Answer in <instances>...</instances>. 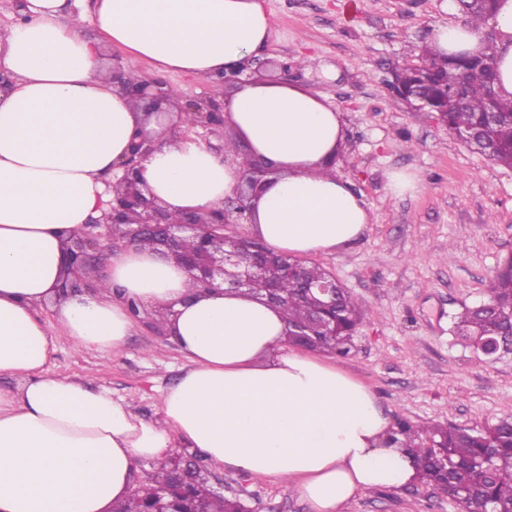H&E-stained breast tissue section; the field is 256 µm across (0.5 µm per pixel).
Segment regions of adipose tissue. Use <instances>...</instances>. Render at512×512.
Masks as SVG:
<instances>
[{"label":"adipose tissue","instance_id":"1","mask_svg":"<svg viewBox=\"0 0 512 512\" xmlns=\"http://www.w3.org/2000/svg\"><path fill=\"white\" fill-rule=\"evenodd\" d=\"M0 37V512H110L128 497L140 459L193 448L215 466L286 478L311 512H341L358 492L415 476L391 443L372 390L328 360L284 349L278 308L250 293L198 291L149 246L111 256L92 292L58 298L64 243L101 217L142 126L158 148L140 175L171 219L207 214L238 192L239 162L185 138V113L145 117L112 86L105 46L156 71L217 76L260 59L273 41L263 0H26ZM93 18L101 39L83 36ZM494 29L499 88L512 96V0L480 25H440L432 47L483 52ZM241 145L275 172L252 203L257 237L300 256L356 241L370 222L332 163L346 121L293 82L248 80L224 102ZM161 315L188 367L149 424L109 389L45 375L58 338L83 351L118 349L133 328L128 299ZM53 302L45 321L37 304Z\"/></svg>","mask_w":512,"mask_h":512}]
</instances>
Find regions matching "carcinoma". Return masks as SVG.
<instances>
[{
  "label": "carcinoma",
  "instance_id": "1",
  "mask_svg": "<svg viewBox=\"0 0 512 512\" xmlns=\"http://www.w3.org/2000/svg\"><path fill=\"white\" fill-rule=\"evenodd\" d=\"M496 45L487 41L480 63L461 54L442 55L432 49L422 53L420 62L393 70L397 83L409 87L419 72L435 76L430 97L436 105L448 102L444 118L448 131L463 132L482 123L489 108L498 113L495 123L485 129V153L494 163L512 168V98L497 92ZM281 289L279 308L287 332L308 326L320 307L316 294H307L301 281L283 274L279 263H268L262 277L252 282L249 292L261 296L271 285ZM487 300L465 306L456 316L454 333L467 347L479 348L484 341L506 342L512 337V265L503 262L486 285ZM361 320L358 303L349 294L336 304V328L313 329L301 338L287 337L290 345L303 342L310 349L345 357L354 348L353 337ZM403 437L402 446L414 456L418 480L441 488L463 500L466 512H512V417L499 419L482 429L421 424L415 428L399 425L391 442ZM171 484V463L161 465L137 490L115 505L118 512H148L151 490ZM209 512H243L237 497L215 494Z\"/></svg>",
  "mask_w": 512,
  "mask_h": 512
}]
</instances>
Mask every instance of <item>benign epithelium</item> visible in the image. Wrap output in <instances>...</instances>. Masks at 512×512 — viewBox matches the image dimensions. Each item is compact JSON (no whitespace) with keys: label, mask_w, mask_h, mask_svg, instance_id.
<instances>
[{"label":"benign epithelium","mask_w":512,"mask_h":512,"mask_svg":"<svg viewBox=\"0 0 512 512\" xmlns=\"http://www.w3.org/2000/svg\"><path fill=\"white\" fill-rule=\"evenodd\" d=\"M112 83L118 84L148 112H166L168 108L175 107L181 112L192 113L197 128L212 134L224 128V99L216 95L187 98L153 79L132 84L124 81L123 72L116 69L112 70ZM400 99L418 110L431 111L429 101L418 86L402 94ZM157 144L156 139L141 132L133 134L128 156L122 164L124 191L108 203V209L101 218L87 225V229L69 243L70 276L63 282L62 290L92 288L93 280L88 274L102 275L113 250L134 245L139 238L146 236L155 239V244L166 255L178 251L186 238L197 239L198 250L185 257L183 266L204 288L225 286L233 291L246 290L254 279L262 275L263 264L260 262L249 270L238 269L235 262V247L251 242L253 238L225 234L229 225L247 218L248 205L236 206L227 198L224 206L210 212V220L206 223L201 222L195 213L184 215L177 224L171 222L167 211L139 178L141 159L149 155ZM241 164L248 172L247 182L251 185L258 183V175L265 173V167L259 160L245 156ZM316 290L325 304L334 305L344 288L332 276ZM176 458L180 465L174 473V480L194 498L190 512H206L204 494L188 487L192 483L191 470L198 463L197 456L178 453ZM152 501L150 512H177L166 488L154 490Z\"/></svg>","instance_id":"1"}]
</instances>
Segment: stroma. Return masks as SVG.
Here are the masks:
<instances>
[{
	"label": "stroma",
	"instance_id": "1",
	"mask_svg": "<svg viewBox=\"0 0 512 512\" xmlns=\"http://www.w3.org/2000/svg\"><path fill=\"white\" fill-rule=\"evenodd\" d=\"M442 3L264 0L274 62L291 64L293 81L326 95L344 114L347 139L336 172L371 215L347 249L310 257L362 313L354 351L336 358L337 367L372 389L391 424L481 427L512 415V354L489 362L462 347L452 318L485 299L487 281L512 254V168L473 153L434 113L409 108L387 87L393 68L418 62L434 26L457 22ZM301 55L336 66L339 78L304 70ZM392 170L417 174L418 190L392 195ZM185 366L145 310L122 349L80 351L60 339L45 373L107 388L155 423L165 391ZM209 473L254 512H309L281 477L245 478L214 467ZM343 512H449V505L446 495L415 482L360 492Z\"/></svg>",
	"mask_w": 512,
	"mask_h": 512
}]
</instances>
